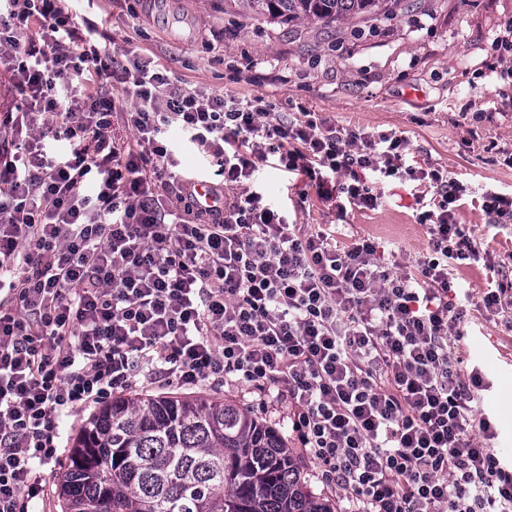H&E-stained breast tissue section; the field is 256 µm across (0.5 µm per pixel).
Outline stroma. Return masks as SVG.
I'll use <instances>...</instances> for the list:
<instances>
[{
	"label": "stroma",
	"mask_w": 512,
	"mask_h": 512,
	"mask_svg": "<svg viewBox=\"0 0 512 512\" xmlns=\"http://www.w3.org/2000/svg\"><path fill=\"white\" fill-rule=\"evenodd\" d=\"M173 3L195 25L189 44L167 37L149 0H76L74 7L106 26L118 46L155 54L182 87L293 101L339 127L403 132L414 165L441 168L463 188L459 222L512 276V228L492 226L481 208L485 193L512 196V167L501 160L502 151L512 150V53L495 43L512 21V0H422L413 12L397 8L388 18L331 31L244 19L225 12L224 0ZM256 182L289 222L334 225L338 246L365 237L384 253L414 256L428 248L413 182L381 184L378 208L342 216L316 194L300 199L287 172L264 167ZM449 271L454 283L474 290L453 342L456 368L463 374L480 368L484 409L496 430L492 445L512 461V332L481 308L483 264H454ZM202 389L236 400L269 424H288L274 404H259L247 390L220 382Z\"/></svg>",
	"instance_id": "1"
}]
</instances>
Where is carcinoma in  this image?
<instances>
[{
	"label": "carcinoma",
	"mask_w": 512,
	"mask_h": 512,
	"mask_svg": "<svg viewBox=\"0 0 512 512\" xmlns=\"http://www.w3.org/2000/svg\"><path fill=\"white\" fill-rule=\"evenodd\" d=\"M415 0H224V11L326 27ZM63 512H336L310 490L283 432L205 395L115 396L59 476Z\"/></svg>",
	"instance_id": "carcinoma-1"
}]
</instances>
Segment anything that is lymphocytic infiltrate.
Here are the masks:
<instances>
[{
  "mask_svg": "<svg viewBox=\"0 0 512 512\" xmlns=\"http://www.w3.org/2000/svg\"><path fill=\"white\" fill-rule=\"evenodd\" d=\"M2 75L17 99L0 112V512L41 495L64 413L145 371L275 398L347 512H512L482 377L451 347L448 263L482 254L459 185L410 164L406 136L180 88L64 0H0ZM186 149L213 166L223 212L176 173ZM272 156L340 211L375 209L380 180L418 183L428 251L389 263L371 240L340 249L289 223L253 186Z\"/></svg>",
  "mask_w": 512,
  "mask_h": 512,
  "instance_id": "lymphocytic-infiltrate-1",
  "label": "lymphocytic infiltrate"
}]
</instances>
